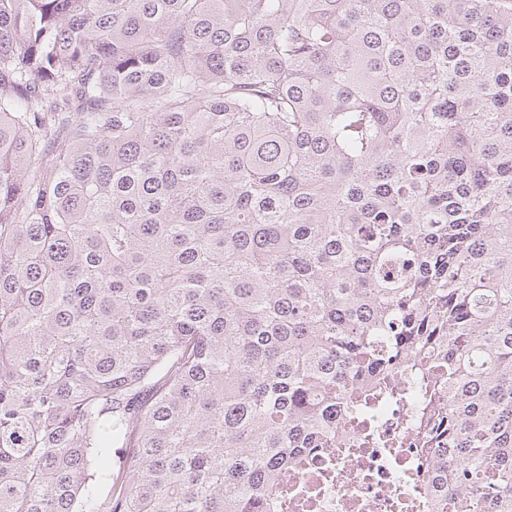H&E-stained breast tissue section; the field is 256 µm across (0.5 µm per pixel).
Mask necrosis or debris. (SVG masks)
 Returning a JSON list of instances; mask_svg holds the SVG:
<instances>
[{
    "mask_svg": "<svg viewBox=\"0 0 512 512\" xmlns=\"http://www.w3.org/2000/svg\"><path fill=\"white\" fill-rule=\"evenodd\" d=\"M346 439L298 460L278 479L274 501L254 512H430L431 491L421 435L404 411L385 410L383 402L346 426ZM374 432L385 447L354 446L351 439ZM402 447H393V440Z\"/></svg>",
    "mask_w": 512,
    "mask_h": 512,
    "instance_id": "necrosis-or-debris-1",
    "label": "necrosis or debris"
}]
</instances>
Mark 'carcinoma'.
I'll use <instances>...</instances> for the list:
<instances>
[{"mask_svg":"<svg viewBox=\"0 0 512 512\" xmlns=\"http://www.w3.org/2000/svg\"><path fill=\"white\" fill-rule=\"evenodd\" d=\"M380 396L512 512V0H0V512H251Z\"/></svg>","mask_w":512,"mask_h":512,"instance_id":"obj_1","label":"carcinoma"}]
</instances>
